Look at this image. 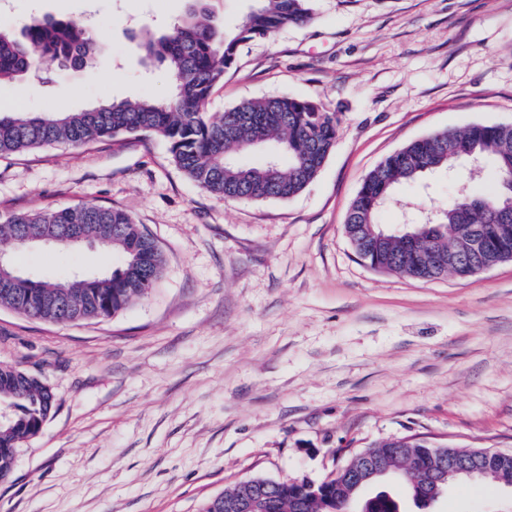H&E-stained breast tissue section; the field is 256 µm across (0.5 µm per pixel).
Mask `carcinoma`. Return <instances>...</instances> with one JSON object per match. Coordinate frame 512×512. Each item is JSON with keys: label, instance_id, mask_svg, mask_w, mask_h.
<instances>
[{"label": "carcinoma", "instance_id": "1", "mask_svg": "<svg viewBox=\"0 0 512 512\" xmlns=\"http://www.w3.org/2000/svg\"><path fill=\"white\" fill-rule=\"evenodd\" d=\"M313 0H254L232 29L211 8V0H187L184 17L167 32L140 27L135 35L141 61L164 67L170 83L162 99L141 98L101 104L80 111L0 114V156L52 145L83 146L120 135L156 137L169 146L172 163L208 193L226 201L289 200L319 174L336 141L339 120L306 99L288 95L247 100L213 117L203 111L212 88L237 62L240 46L270 38L283 28L302 25L313 16ZM78 60L95 68L103 59L99 43L86 26L72 19L34 18L20 34L0 26V82L40 78L49 66ZM269 146L274 158L255 166L239 164L233 154ZM470 157L489 159L499 182L483 196L469 186L472 171L455 166ZM446 169L456 194L432 211L430 222L412 228L407 241L378 224V214L395 186L421 180ZM47 224L78 227L118 253L121 266L110 273L72 280L17 278L13 267L0 272V306L54 323L110 318L149 294L159 280L163 258L154 241L121 209L83 203L56 210L17 213L0 225V240L12 251L23 247L24 232ZM344 232L357 256L371 267L418 280L448 274L440 255L461 258L454 274L469 277L477 267L512 254V123L472 124L416 139L382 160L366 176L348 211ZM54 405L50 390L35 376L0 366V406L10 419L0 422V481L11 473L15 449L35 434ZM397 475L402 456L433 447L427 439H393L375 444ZM410 497L427 490L426 475L402 477ZM242 483L207 499L200 512H224V499L238 495ZM365 488L351 489L336 480L322 481L316 491L272 489L262 512H330L336 499L369 500ZM371 512H399L387 494L374 495Z\"/></svg>", "mask_w": 512, "mask_h": 512}]
</instances>
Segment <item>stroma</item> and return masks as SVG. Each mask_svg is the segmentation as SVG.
<instances>
[{"instance_id":"1","label":"stroma","mask_w":512,"mask_h":512,"mask_svg":"<svg viewBox=\"0 0 512 512\" xmlns=\"http://www.w3.org/2000/svg\"><path fill=\"white\" fill-rule=\"evenodd\" d=\"M186 0H11L0 24L92 17L104 62L48 67L40 95L0 84V113L161 98L129 28L173 25ZM300 97L336 113L335 146L288 201L201 190L158 138L120 136L0 156V221L91 202L128 213L165 265L115 316L50 323L0 307V364L54 407L0 482V512H199L252 477L333 478L404 437L512 451V261L431 281L373 270L343 224L364 178L408 143L512 123V0H314L312 20L243 44L205 110ZM440 170L398 185L379 222L450 202ZM26 275L105 271L82 246L14 254ZM433 512H512V486L456 482Z\"/></svg>"}]
</instances>
